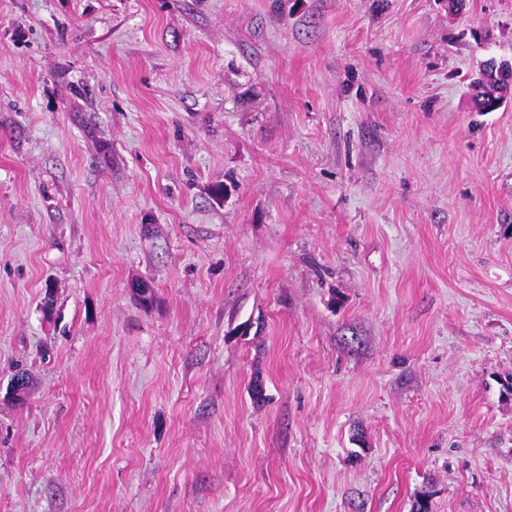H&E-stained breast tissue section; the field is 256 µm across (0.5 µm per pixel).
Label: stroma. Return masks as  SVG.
<instances>
[{"label":"stroma","instance_id":"obj_1","mask_svg":"<svg viewBox=\"0 0 512 512\" xmlns=\"http://www.w3.org/2000/svg\"><path fill=\"white\" fill-rule=\"evenodd\" d=\"M491 57L512 0H0V512H512ZM495 57L488 58L483 61L480 67L481 71H485L481 81L478 85V90L476 91L473 97V107L477 112H493L495 109V102L499 99V86L495 82V80L491 76V72L485 66L488 60H491Z\"/></svg>","mask_w":512,"mask_h":512}]
</instances>
